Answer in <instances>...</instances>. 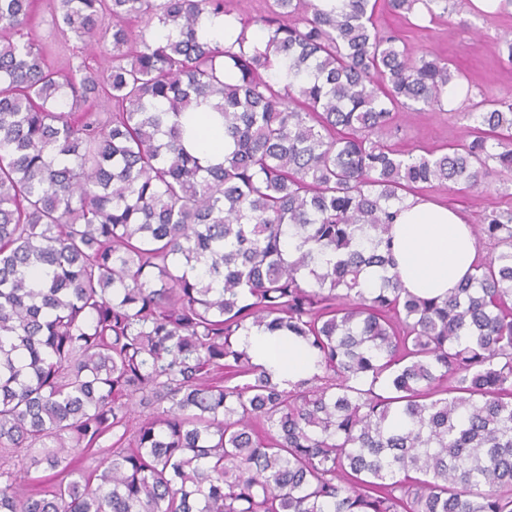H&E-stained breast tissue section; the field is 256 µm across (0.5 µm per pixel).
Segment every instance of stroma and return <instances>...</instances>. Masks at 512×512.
Here are the masks:
<instances>
[{"label": "stroma", "instance_id": "35a3bbf8", "mask_svg": "<svg viewBox=\"0 0 512 512\" xmlns=\"http://www.w3.org/2000/svg\"><path fill=\"white\" fill-rule=\"evenodd\" d=\"M376 23L382 33L397 37L417 55L448 60L452 71L460 73L461 84L471 90L452 112L437 107L397 114L383 132L384 140L395 148L418 155L459 141L470 124L467 112L472 102L512 94V65L500 56L503 37L512 36V9L486 14L474 10L470 0H450L447 14L429 22L397 14L386 0H379ZM421 195L456 209L475 226L491 212L512 210V177L478 193L436 186Z\"/></svg>", "mask_w": 512, "mask_h": 512}]
</instances>
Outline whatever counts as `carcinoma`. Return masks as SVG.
I'll list each match as a JSON object with an SVG mask.
<instances>
[{
    "instance_id": "cac0c4a2",
    "label": "carcinoma",
    "mask_w": 512,
    "mask_h": 512,
    "mask_svg": "<svg viewBox=\"0 0 512 512\" xmlns=\"http://www.w3.org/2000/svg\"><path fill=\"white\" fill-rule=\"evenodd\" d=\"M52 5L63 39L110 49L54 68L0 38V512H512V211L444 299L402 288L390 235L422 185L512 173V96L404 154L394 113L457 77L381 33L377 0H268L236 51L199 35L225 0ZM31 22L0 0L1 27ZM202 105L233 145L217 165L185 144ZM253 327L321 373L272 383L237 345ZM21 448L52 481L22 482Z\"/></svg>"
}]
</instances>
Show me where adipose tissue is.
Returning a JSON list of instances; mask_svg holds the SVG:
<instances>
[{
  "mask_svg": "<svg viewBox=\"0 0 512 512\" xmlns=\"http://www.w3.org/2000/svg\"><path fill=\"white\" fill-rule=\"evenodd\" d=\"M398 209L391 237L403 288L424 298L448 295L473 272L477 250L469 225L454 210L421 197L404 198ZM238 344L273 382L290 385L319 371L314 351L294 336L251 330Z\"/></svg>",
  "mask_w": 512,
  "mask_h": 512,
  "instance_id": "ef3b65f1",
  "label": "adipose tissue"
}]
</instances>
